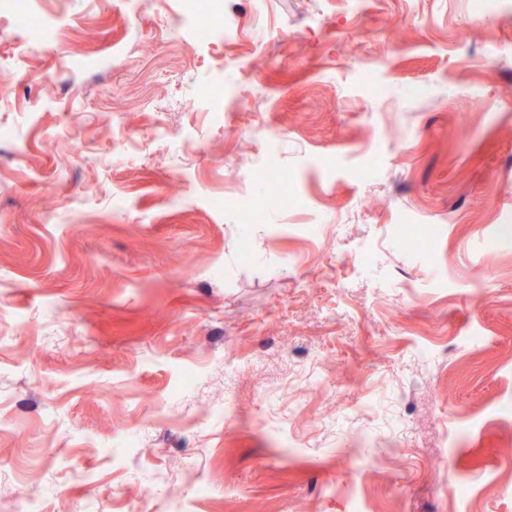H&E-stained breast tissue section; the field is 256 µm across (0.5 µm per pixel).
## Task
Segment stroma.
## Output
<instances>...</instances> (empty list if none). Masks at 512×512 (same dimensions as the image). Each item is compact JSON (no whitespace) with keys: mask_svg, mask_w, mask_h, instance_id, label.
Returning a JSON list of instances; mask_svg holds the SVG:
<instances>
[{"mask_svg":"<svg viewBox=\"0 0 512 512\" xmlns=\"http://www.w3.org/2000/svg\"><path fill=\"white\" fill-rule=\"evenodd\" d=\"M470 2L0 0V512H512V0Z\"/></svg>","mask_w":512,"mask_h":512,"instance_id":"35a3bbf8","label":"stroma"}]
</instances>
